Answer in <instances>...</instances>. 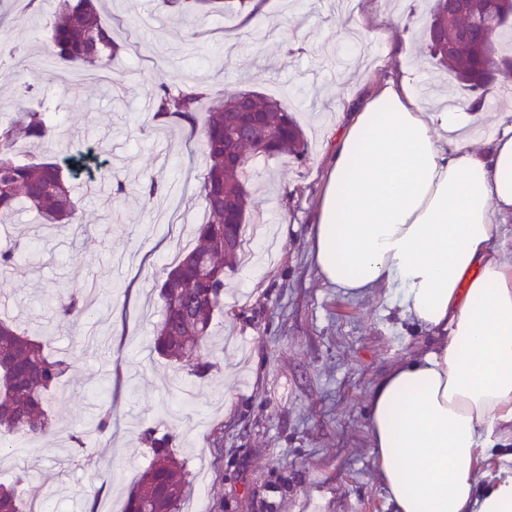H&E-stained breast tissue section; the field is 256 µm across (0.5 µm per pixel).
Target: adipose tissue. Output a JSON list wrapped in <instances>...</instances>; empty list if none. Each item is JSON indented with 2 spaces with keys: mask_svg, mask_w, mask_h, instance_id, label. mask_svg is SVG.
<instances>
[{
  "mask_svg": "<svg viewBox=\"0 0 512 512\" xmlns=\"http://www.w3.org/2000/svg\"><path fill=\"white\" fill-rule=\"evenodd\" d=\"M459 108L405 78L357 99L336 132L313 215L324 281L382 290L429 348L373 388L369 427L394 512H512V116L474 149Z\"/></svg>",
  "mask_w": 512,
  "mask_h": 512,
  "instance_id": "adipose-tissue-1",
  "label": "adipose tissue"
}]
</instances>
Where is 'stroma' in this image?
I'll return each mask as SVG.
<instances>
[{
    "instance_id": "obj_1",
    "label": "stroma",
    "mask_w": 512,
    "mask_h": 512,
    "mask_svg": "<svg viewBox=\"0 0 512 512\" xmlns=\"http://www.w3.org/2000/svg\"><path fill=\"white\" fill-rule=\"evenodd\" d=\"M397 56L351 41L358 0H267L253 19L172 14L163 0H100L101 17L122 43L119 73L70 81L45 67L56 0H0V48L14 50L0 78V121L19 106L48 108L74 145L95 147L125 192L78 180L79 223L55 228L18 211L0 244L21 237L35 248L0 276V312L41 319L38 297L93 287L88 320L56 328L51 352L69 369L48 408V443L0 438V483L27 470L54 512H120L151 457L146 428L172 432L193 477L192 512H392L378 475L367 415L371 389L428 339L398 317L382 294L346 295L319 276L311 218L349 88L409 77L443 100L460 92L419 38L431 0H370ZM175 82L228 97L254 90L291 108L308 142L301 159L253 157L248 221L286 225L276 251L252 269L224 273V310L214 320L205 379L151 353L161 318L153 290L166 255L192 244L204 209L198 197L208 159L200 134L156 128L157 87ZM162 196L139 192L150 180ZM111 379L114 395L101 393ZM112 427L95 432L104 403ZM80 435L83 447L72 437Z\"/></svg>"
}]
</instances>
